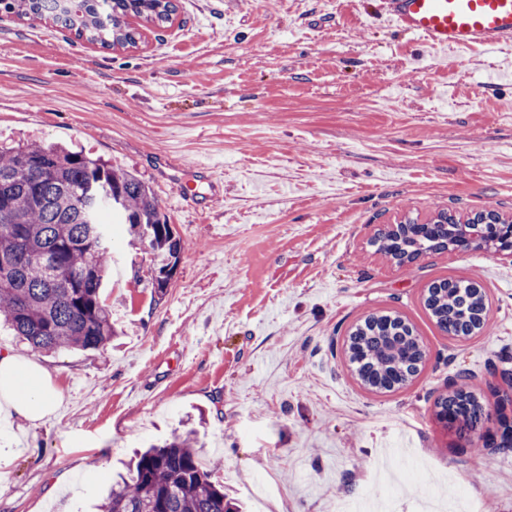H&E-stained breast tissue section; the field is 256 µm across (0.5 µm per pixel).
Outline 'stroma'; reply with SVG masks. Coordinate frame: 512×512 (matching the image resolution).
<instances>
[{"instance_id":"obj_1","label":"stroma","mask_w":512,"mask_h":512,"mask_svg":"<svg viewBox=\"0 0 512 512\" xmlns=\"http://www.w3.org/2000/svg\"><path fill=\"white\" fill-rule=\"evenodd\" d=\"M174 4L127 49L0 19V143L61 142L133 172L184 245L160 294L149 255L116 237L101 349L37 351L0 326V351L39 363L62 397L39 426L0 422V512H98L138 448L192 422L240 512L380 502L395 446L429 464L396 512L460 487L478 512H512V451L473 453L434 416L460 372L493 408L489 374L512 370V263L464 250L398 266L370 244L441 211L512 213V44L432 48L370 0ZM187 185L203 210L181 207ZM440 276L482 284L484 333L430 322L422 296ZM377 311L406 315L428 351L385 394L343 350Z\"/></svg>"}]
</instances>
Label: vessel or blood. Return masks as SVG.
Wrapping results in <instances>:
<instances>
[{
	"label": "vessel or blood",
	"mask_w": 512,
	"mask_h": 512,
	"mask_svg": "<svg viewBox=\"0 0 512 512\" xmlns=\"http://www.w3.org/2000/svg\"><path fill=\"white\" fill-rule=\"evenodd\" d=\"M390 22L435 48L512 42V0H383Z\"/></svg>",
	"instance_id": "obj_1"
}]
</instances>
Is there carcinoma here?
<instances>
[{
    "mask_svg": "<svg viewBox=\"0 0 512 512\" xmlns=\"http://www.w3.org/2000/svg\"><path fill=\"white\" fill-rule=\"evenodd\" d=\"M172 0H0L9 17L50 18L104 47L135 46L133 17L153 26L171 21ZM115 211L154 271L171 277L183 243L168 224L154 190L135 174L106 161L52 144L0 147V319L33 348L99 349L111 338L112 312L100 290L112 260V236L102 222ZM401 235L380 229L376 252L397 263L463 248L512 246V232L494 224L462 227L440 212L432 222L406 221ZM423 306L437 329L467 339L487 325V294L475 279L437 277L426 286ZM345 353L364 387L392 392L419 373L426 352L414 325L398 313H371L349 330ZM457 374L440 396L435 415L464 445L480 453L487 417ZM195 434L175 435L137 458L130 478L112 484L101 512H237L224 486L200 465Z\"/></svg>",
    "mask_w": 512,
    "mask_h": 512,
    "instance_id": "cac0c4a2",
    "label": "carcinoma"
}]
</instances>
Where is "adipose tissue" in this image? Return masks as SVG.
<instances>
[{
	"label": "adipose tissue",
	"mask_w": 512,
	"mask_h": 512,
	"mask_svg": "<svg viewBox=\"0 0 512 512\" xmlns=\"http://www.w3.org/2000/svg\"><path fill=\"white\" fill-rule=\"evenodd\" d=\"M60 397L49 372L12 351L0 353V420L39 425L53 415Z\"/></svg>",
	"instance_id": "ef3b65f1"
}]
</instances>
